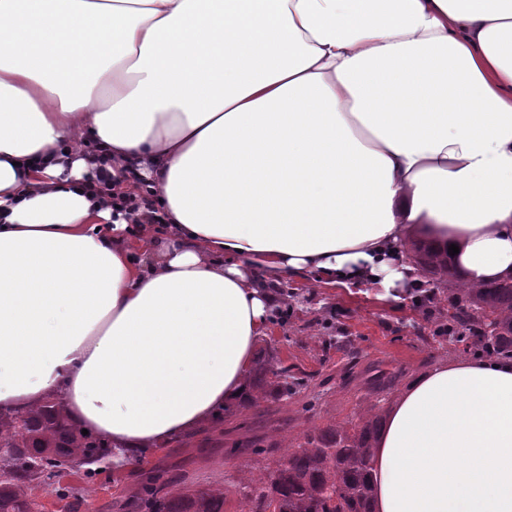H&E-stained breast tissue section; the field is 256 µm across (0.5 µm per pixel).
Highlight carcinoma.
Segmentation results:
<instances>
[{"label": "carcinoma", "mask_w": 512, "mask_h": 512, "mask_svg": "<svg viewBox=\"0 0 512 512\" xmlns=\"http://www.w3.org/2000/svg\"><path fill=\"white\" fill-rule=\"evenodd\" d=\"M430 288L419 298L428 311L431 338L450 350H477L489 358L512 357V279L470 283L448 267L446 258L426 246L412 256ZM278 378L271 384L269 376ZM250 406L267 388L292 397L299 378L288 367L274 370L261 355L247 377ZM386 410L379 403L360 409L345 422L331 424L290 443L273 467L247 470L240 486L248 512H374L373 461ZM108 453L91 434L72 431L58 404L48 399L26 414L0 415V512H43L39 492L50 491L58 512H78L83 489L61 478L83 467L106 462ZM224 512V491L170 490L152 482L144 494L106 501L99 512Z\"/></svg>", "instance_id": "cac0c4a2"}]
</instances>
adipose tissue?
I'll list each match as a JSON object with an SVG mask.
<instances>
[{"instance_id":"obj_1","label":"adipose tissue","mask_w":512,"mask_h":512,"mask_svg":"<svg viewBox=\"0 0 512 512\" xmlns=\"http://www.w3.org/2000/svg\"><path fill=\"white\" fill-rule=\"evenodd\" d=\"M168 221L87 193L86 144ZM512 277V0H0V413L52 398L114 468L218 417L268 284ZM375 512H512V361L419 375Z\"/></svg>"}]
</instances>
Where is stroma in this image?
<instances>
[{
  "mask_svg": "<svg viewBox=\"0 0 512 512\" xmlns=\"http://www.w3.org/2000/svg\"><path fill=\"white\" fill-rule=\"evenodd\" d=\"M302 299L287 323H272L266 339L281 365L302 380L300 394H272L259 406L233 402L223 422L203 423L201 431L177 439L166 449L146 454L145 468L174 488H211L226 494L224 512H244L239 475L281 459L289 439L350 419L361 406L382 399L370 379L378 372L394 374L398 389L438 363L462 359L433 340L420 338L426 326L424 308L413 299L395 303L380 299L377 289L343 288L303 279L292 282ZM339 325L349 349L326 348L318 341L324 320ZM67 483L83 486L79 512H96L109 497L134 495L141 482L135 470L104 469L93 480L70 475Z\"/></svg>",
  "mask_w": 512,
  "mask_h": 512,
  "instance_id": "35a3bbf8",
  "label": "stroma"
}]
</instances>
